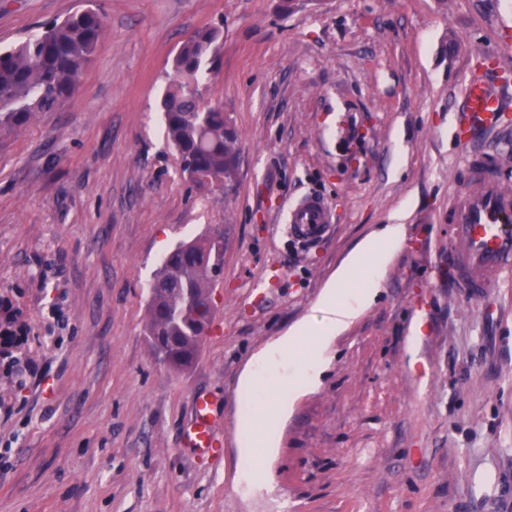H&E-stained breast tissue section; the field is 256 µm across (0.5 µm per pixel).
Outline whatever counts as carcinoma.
Returning <instances> with one entry per match:
<instances>
[{
    "label": "carcinoma",
    "mask_w": 512,
    "mask_h": 512,
    "mask_svg": "<svg viewBox=\"0 0 512 512\" xmlns=\"http://www.w3.org/2000/svg\"><path fill=\"white\" fill-rule=\"evenodd\" d=\"M103 33L102 17L88 9L0 49V130L21 128L68 100ZM219 37L218 29H205L181 46L162 101L165 139L178 154L183 176L210 193L229 190L237 175L236 135L228 131L224 113L198 111L193 95L217 63ZM223 256V235H201L170 250L153 277L145 332L153 355L173 371L190 369L199 357L214 315L213 277Z\"/></svg>",
    "instance_id": "cac0c4a2"
}]
</instances>
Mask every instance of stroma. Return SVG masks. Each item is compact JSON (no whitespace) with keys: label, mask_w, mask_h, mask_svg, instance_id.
Listing matches in <instances>:
<instances>
[{"label":"stroma","mask_w":512,"mask_h":512,"mask_svg":"<svg viewBox=\"0 0 512 512\" xmlns=\"http://www.w3.org/2000/svg\"><path fill=\"white\" fill-rule=\"evenodd\" d=\"M88 6L105 33L75 94L0 134V309L27 336L0 353V512H512V276L448 286L469 153L512 182V107L478 138L460 121L469 80L512 89V0H0V48ZM207 26L203 99L237 136L226 195L180 177L164 138L171 61ZM308 193L334 224L303 245L280 211ZM385 224L405 238L376 300L251 483L242 371ZM218 230L213 320L176 373L143 332L149 285ZM197 393L223 446L205 461L183 439Z\"/></svg>","instance_id":"35a3bbf8"}]
</instances>
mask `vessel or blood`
<instances>
[{
  "instance_id": "1",
  "label": "vessel or blood",
  "mask_w": 512,
  "mask_h": 512,
  "mask_svg": "<svg viewBox=\"0 0 512 512\" xmlns=\"http://www.w3.org/2000/svg\"><path fill=\"white\" fill-rule=\"evenodd\" d=\"M463 110L467 128L480 129L495 123L503 103L488 82L476 78L466 88ZM499 163L493 154H470L469 183L448 204V275L471 298L481 297L512 272V184L498 176ZM284 220L293 238L314 242L327 234L333 214L322 197L306 195L289 205ZM210 414L209 398L196 396L186 445L199 456L217 452Z\"/></svg>"
}]
</instances>
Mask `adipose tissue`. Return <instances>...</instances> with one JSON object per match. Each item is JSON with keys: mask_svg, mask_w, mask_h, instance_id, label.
Wrapping results in <instances>:
<instances>
[{"mask_svg": "<svg viewBox=\"0 0 512 512\" xmlns=\"http://www.w3.org/2000/svg\"><path fill=\"white\" fill-rule=\"evenodd\" d=\"M403 241L400 224L367 237L323 289L317 317L296 323L249 360L237 386L245 409L236 420V438L253 483L268 482L269 459L295 399L319 386L332 344L371 305ZM281 370L288 373L284 386L276 381Z\"/></svg>", "mask_w": 512, "mask_h": 512, "instance_id": "adipose-tissue-1", "label": "adipose tissue"}]
</instances>
